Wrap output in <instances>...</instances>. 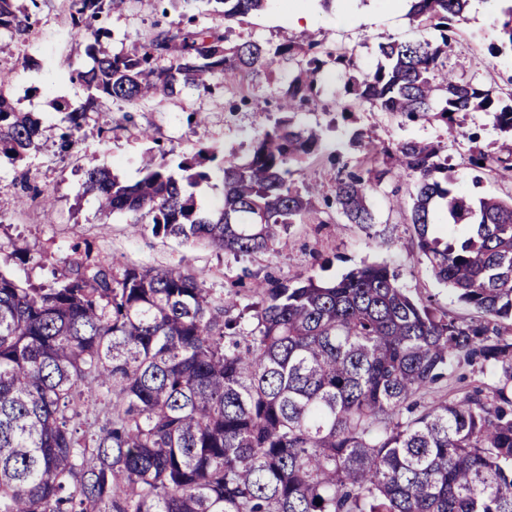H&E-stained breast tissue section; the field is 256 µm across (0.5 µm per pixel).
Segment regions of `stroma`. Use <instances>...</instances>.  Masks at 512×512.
<instances>
[{"label": "stroma", "mask_w": 512, "mask_h": 512, "mask_svg": "<svg viewBox=\"0 0 512 512\" xmlns=\"http://www.w3.org/2000/svg\"><path fill=\"white\" fill-rule=\"evenodd\" d=\"M38 4L31 15V32L0 35L10 44L9 51L0 53V74L8 77L5 92L22 111L43 121L39 153L16 164L0 163V271L27 285L50 284L54 274L65 271L70 248L77 244L87 248L89 261H108L117 268L182 264L201 275L213 298L236 290L244 305L251 301L249 290L257 278L285 283L310 273L332 281L354 268L384 263L411 296L432 300L457 317H471V309L458 302L454 290L432 276L427 260L418 253L405 212L391 206L392 200L408 199L407 180H388L371 193L374 222L366 228L349 223L326 199L342 165H357L369 149H392L412 139L444 142L453 194L512 198V172L479 176L469 165L472 145L487 147L499 138L485 113L467 114L464 136L452 141L446 126L431 115L412 122L358 103L341 112L344 77L335 64L326 63L327 54L354 51L357 73L374 71L380 60L379 43L390 38L413 41L424 34L409 20L407 0H269L262 11L229 24L211 14L205 0H195L189 9L178 0H125L121 8L97 20V27L110 33L103 45L112 54L130 52L158 33L187 27L193 20L225 36L230 46L249 40L271 48L308 43L312 55L324 59L314 105L297 109L292 116L295 128H314L322 137L319 152L298 166L292 178L299 187L318 183L324 194L315 199L312 213L292 225L273 250L250 256L157 236L150 224L129 223L121 214L101 220L96 199L82 190L83 173L92 166H105L120 180L132 182L149 152L165 153L173 166L208 147L246 158L254 139L283 119L281 103L298 72L295 61L279 57L259 77L237 84L217 79L209 91L187 89L135 108L118 101L99 103L88 114L81 144L64 153L59 149V104L79 106L87 92L60 66L66 61L86 64L92 38L72 30L69 0H38ZM296 4L307 10L306 22L299 25L288 20ZM505 7L504 0H471L450 63L476 82L507 92L512 90V56L493 57L488 52L496 40L494 19ZM359 130L364 133L362 141H353ZM38 190L52 194V207L34 200ZM17 238L28 246L21 260L5 248ZM491 385L481 362L463 363L437 384L435 394L446 397L461 388L486 397Z\"/></svg>", "instance_id": "35a3bbf8"}]
</instances>
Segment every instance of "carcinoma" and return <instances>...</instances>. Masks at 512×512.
Returning a JSON list of instances; mask_svg holds the SVG:
<instances>
[{
	"instance_id": "carcinoma-1",
	"label": "carcinoma",
	"mask_w": 512,
	"mask_h": 512,
	"mask_svg": "<svg viewBox=\"0 0 512 512\" xmlns=\"http://www.w3.org/2000/svg\"><path fill=\"white\" fill-rule=\"evenodd\" d=\"M16 2L0 0V32L27 28ZM121 2L70 0L73 29L94 43L92 65L65 72L90 91V105L208 90L215 79L257 76L275 57L295 56L290 43L228 49L208 28L161 33L112 56L91 24ZM208 2L232 20L267 0ZM409 2V16L433 35L379 43L385 63L361 79L350 75L353 54L330 56L349 74L345 95L411 120L432 112L452 133L454 115L487 112L504 142L471 155L470 165L512 171V92L448 69L470 0ZM505 51L512 5L488 49ZM325 64L306 61L284 111L313 102ZM3 86L0 158L16 163L41 149L42 121ZM86 119L85 106L62 111L60 151L77 146ZM320 146L318 131L283 120L244 161L210 151L224 198L209 213L188 192L211 179L194 158L178 163L177 177L165 157L150 155L132 183L95 166L85 189L104 220L147 218L156 235L252 255L313 211L318 189L293 187L290 164ZM361 165L363 174L339 172L336 209L370 224V191L409 179L417 249L472 317L413 299L384 264L330 283L311 274L256 282L248 332L242 315L230 316L238 295L214 301L180 264L117 275L74 245L67 273L49 288H25L0 271V512H512V342L499 327L512 321V201L452 194L439 180L448 171L439 143L405 141L367 153ZM461 359L502 374L492 398L467 392L422 403Z\"/></svg>"
}]
</instances>
